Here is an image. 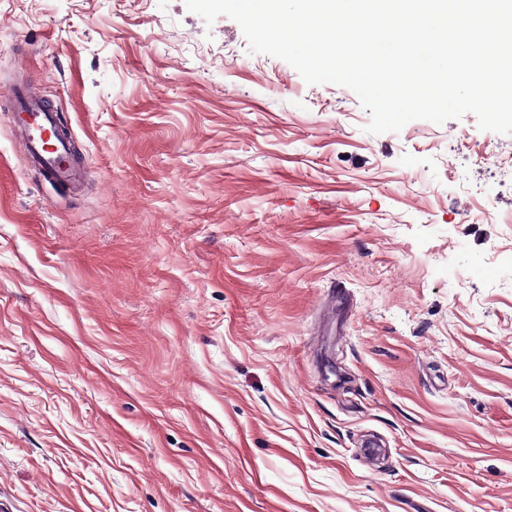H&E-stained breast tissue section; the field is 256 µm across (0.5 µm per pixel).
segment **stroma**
Returning <instances> with one entry per match:
<instances>
[{
	"label": "stroma",
	"mask_w": 512,
	"mask_h": 512,
	"mask_svg": "<svg viewBox=\"0 0 512 512\" xmlns=\"http://www.w3.org/2000/svg\"><path fill=\"white\" fill-rule=\"evenodd\" d=\"M24 75L87 169L0 97V512H512V135L185 0H0ZM9 97L30 168L36 170L43 181L75 188L80 182L83 158L74 151L69 134L55 139L53 150L46 149V136L59 121L38 80L32 78L16 85Z\"/></svg>",
	"instance_id": "35a3bbf8"
}]
</instances>
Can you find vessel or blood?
Wrapping results in <instances>:
<instances>
[{
    "label": "vessel or blood",
    "mask_w": 512,
    "mask_h": 512,
    "mask_svg": "<svg viewBox=\"0 0 512 512\" xmlns=\"http://www.w3.org/2000/svg\"><path fill=\"white\" fill-rule=\"evenodd\" d=\"M19 139L30 160L31 169L52 184L76 187L83 169V159L73 149L70 136L47 144L46 136L58 119L38 80L31 79L9 92Z\"/></svg>",
    "instance_id": "obj_1"
}]
</instances>
